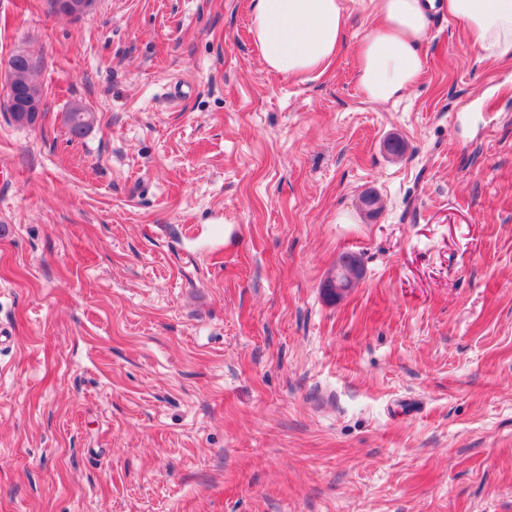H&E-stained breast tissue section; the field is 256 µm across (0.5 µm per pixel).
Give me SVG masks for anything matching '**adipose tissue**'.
Returning <instances> with one entry per match:
<instances>
[{
  "label": "adipose tissue",
  "mask_w": 512,
  "mask_h": 512,
  "mask_svg": "<svg viewBox=\"0 0 512 512\" xmlns=\"http://www.w3.org/2000/svg\"><path fill=\"white\" fill-rule=\"evenodd\" d=\"M376 23L358 47L357 84L373 103L401 98L424 71L421 47L435 0H370ZM484 58L512 59V0H446ZM249 31L265 66L307 76L335 58L346 32L341 0H252Z\"/></svg>",
  "instance_id": "ef3b65f1"
}]
</instances>
